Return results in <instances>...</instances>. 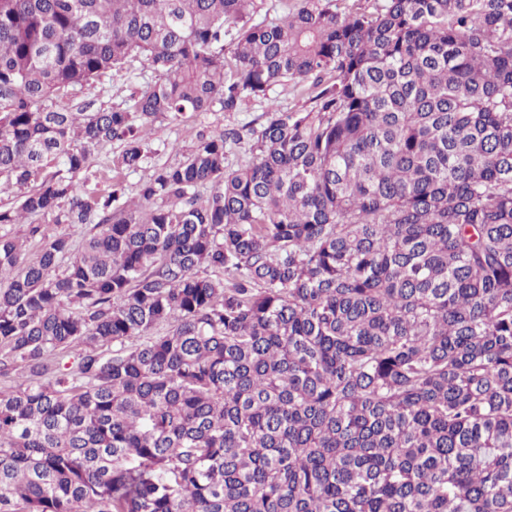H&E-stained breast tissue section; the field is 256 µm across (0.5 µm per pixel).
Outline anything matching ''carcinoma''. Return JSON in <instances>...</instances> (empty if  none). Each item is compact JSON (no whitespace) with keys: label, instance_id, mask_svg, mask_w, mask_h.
I'll list each match as a JSON object with an SVG mask.
<instances>
[{"label":"carcinoma","instance_id":"carcinoma-1","mask_svg":"<svg viewBox=\"0 0 512 512\" xmlns=\"http://www.w3.org/2000/svg\"><path fill=\"white\" fill-rule=\"evenodd\" d=\"M254 2L0 0V512H512V0ZM298 0H260L257 1L258 13L255 15L257 20L267 15L268 19L282 17L288 11H292L299 2ZM138 70L134 73H119L106 78L103 85L97 84L91 87H85L78 93V97L86 99H97L98 102L110 104L112 102H121L128 94L130 87L145 86L146 82L151 81V71L137 63ZM269 97L284 109L299 108L306 101V98L299 93L298 86L292 83L273 86ZM266 103L251 102L240 112H222L219 105L213 107L210 112H204L198 116L186 119L181 124H170L167 121L157 122L150 136L151 157L138 171L127 176L128 194L134 196L140 181L145 179L156 163L174 161L180 158L173 147L180 150L189 149L197 140L200 131L224 129L225 126L240 127L253 125L259 127L264 122Z\"/></svg>","mask_w":512,"mask_h":512}]
</instances>
